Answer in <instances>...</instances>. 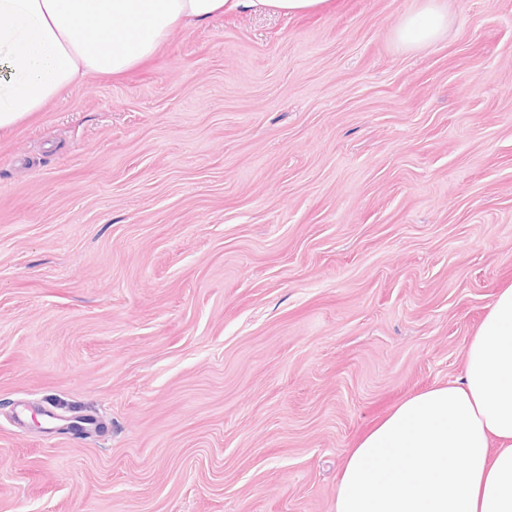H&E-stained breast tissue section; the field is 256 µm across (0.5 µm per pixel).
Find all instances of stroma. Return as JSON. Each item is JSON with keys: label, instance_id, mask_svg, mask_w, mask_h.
Listing matches in <instances>:
<instances>
[{"label": "stroma", "instance_id": "obj_1", "mask_svg": "<svg viewBox=\"0 0 512 512\" xmlns=\"http://www.w3.org/2000/svg\"><path fill=\"white\" fill-rule=\"evenodd\" d=\"M175 30L0 134V512H334L512 285V0ZM91 416L74 436L46 414ZM424 4L416 11L405 14L395 29L396 38L408 45L425 44L435 40L451 20L447 9L439 5L440 0H422Z\"/></svg>", "mask_w": 512, "mask_h": 512}]
</instances>
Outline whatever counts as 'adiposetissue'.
Segmentation results:
<instances>
[{"label": "adipose tissue", "mask_w": 512, "mask_h": 512, "mask_svg": "<svg viewBox=\"0 0 512 512\" xmlns=\"http://www.w3.org/2000/svg\"><path fill=\"white\" fill-rule=\"evenodd\" d=\"M328 0H0V133L89 75L118 76L170 33L253 10L319 12ZM450 22L425 0L395 29L408 45ZM335 512H512V287L466 351L463 377L401 402L349 452Z\"/></svg>", "instance_id": "ef3b65f1"}]
</instances>
